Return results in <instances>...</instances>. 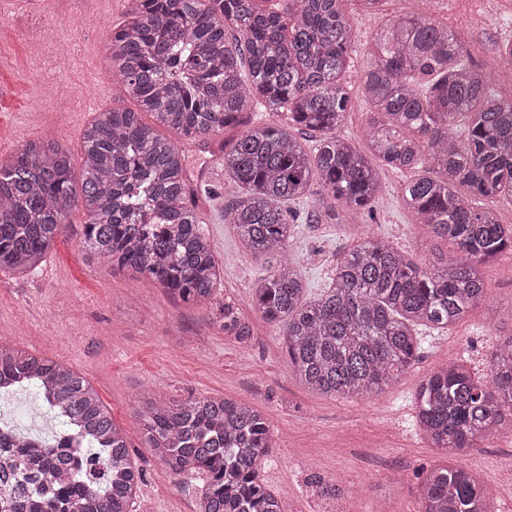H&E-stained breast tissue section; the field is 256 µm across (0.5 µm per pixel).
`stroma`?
<instances>
[{
  "instance_id": "obj_1",
  "label": "stroma",
  "mask_w": 512,
  "mask_h": 512,
  "mask_svg": "<svg viewBox=\"0 0 512 512\" xmlns=\"http://www.w3.org/2000/svg\"><path fill=\"white\" fill-rule=\"evenodd\" d=\"M496 13L477 23L484 0H416L414 9L455 35L472 64L491 78L495 94L512 99V64L501 53L512 42V0H494ZM404 0H385L373 17L351 13L354 52L344 82L354 107L337 136L355 138L372 116L360 92L362 72L376 31L397 19ZM129 0H38L0 16V161L25 143L52 132L72 157V175L82 176L81 133L106 108L131 107L119 80L108 73L106 45L113 28L127 19ZM100 19L92 25L90 14ZM107 95H100L101 83ZM235 131L216 136L210 152L193 151L194 166L209 173L210 193L196 203L216 255L223 261L222 288L237 302L255 331L249 345L225 338L206 310L182 302L151 279L112 271L91 262L79 242L86 221L73 210L71 228L44 261L22 275L0 273V338L80 373L111 410L127 435L143 480L135 512H195L201 475L173 477L142 442L134 415L141 396L180 400L188 396L231 398L269 415L278 446L261 467L283 512H418L423 468L439 453L415 424L414 395L436 365L466 358L478 375L490 369L492 347L512 336V257L483 269L481 305L451 328L424 330L419 361L386 392L350 399L318 394L295 379L278 326L251 302L252 288L267 276L274 255L242 247L224 205L237 189L212 159ZM383 192L363 216V232L387 238L418 264L453 247L417 223L402 200L404 173L379 166ZM288 251L311 293L329 283L336 261L354 243L350 226L307 223L298 206ZM26 408L36 419L22 433L53 438L58 420L36 390L0 398V409ZM478 472L495 491V512H512V434L472 449L458 460Z\"/></svg>"
}]
</instances>
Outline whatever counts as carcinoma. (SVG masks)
Listing matches in <instances>:
<instances>
[{"label": "carcinoma", "instance_id": "1", "mask_svg": "<svg viewBox=\"0 0 512 512\" xmlns=\"http://www.w3.org/2000/svg\"><path fill=\"white\" fill-rule=\"evenodd\" d=\"M344 2L131 0L107 59L136 109H106L85 127L78 191L68 150L51 138L0 162V272L37 267L80 208L91 261L153 280L207 310L228 338L250 343L251 322L221 296L196 209L206 184L188 150L241 126L220 157L242 189L224 206V223L249 252L280 255L254 288L255 310L279 325L293 374L308 388L334 398L384 393L418 361V330L457 324L483 301L480 267L512 255V225L475 207L477 198L512 195V100L495 97L487 74L427 17L410 11L379 31L362 95L383 119L367 121L360 139L409 173L405 206L454 252L424 267L384 238L363 237L339 257L329 286L306 296L288 258L294 206L317 187L311 216L352 224L383 190L355 142L336 135L353 105L343 82L354 45ZM252 105L285 113L318 139L309 147L281 126L249 123ZM35 381L70 429L47 441L0 425V492L9 494L0 512H132L140 473L96 389L68 366L0 343V389ZM417 398L424 439L449 460L420 483L419 512H493L487 483L451 460L512 430V337L496 346L489 376L455 360L430 372ZM134 415L173 475H205L198 512H282L260 476L276 440L259 409L146 397Z\"/></svg>", "mask_w": 512, "mask_h": 512}]
</instances>
